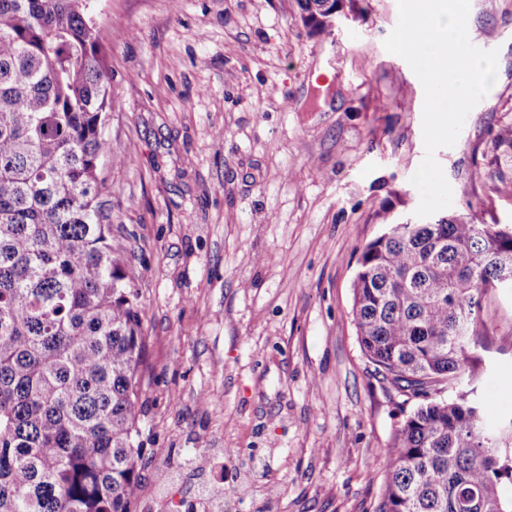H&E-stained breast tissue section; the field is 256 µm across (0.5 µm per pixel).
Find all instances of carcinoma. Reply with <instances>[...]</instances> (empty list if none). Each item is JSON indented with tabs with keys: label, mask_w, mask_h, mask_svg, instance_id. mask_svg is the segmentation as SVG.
<instances>
[{
	"label": "carcinoma",
	"mask_w": 512,
	"mask_h": 512,
	"mask_svg": "<svg viewBox=\"0 0 512 512\" xmlns=\"http://www.w3.org/2000/svg\"><path fill=\"white\" fill-rule=\"evenodd\" d=\"M331 28L329 0H297ZM90 0H0V512H132L146 337L112 247L113 107ZM512 198V121L492 137ZM512 276V225L389 224L352 283L361 349L412 392L377 512H512V418L479 402L481 303Z\"/></svg>",
	"instance_id": "obj_1"
}]
</instances>
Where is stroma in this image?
Listing matches in <instances>:
<instances>
[{
    "mask_svg": "<svg viewBox=\"0 0 512 512\" xmlns=\"http://www.w3.org/2000/svg\"><path fill=\"white\" fill-rule=\"evenodd\" d=\"M114 106L112 244L147 338L135 512H376L416 407L363 354L352 283L365 244L415 220L424 89L384 40L397 0H341L310 33L296 0H92ZM498 80L435 157L447 214L512 225L482 155L512 120V0H470ZM481 403L512 415V293L488 291ZM168 475L159 484L158 472Z\"/></svg>",
    "mask_w": 512,
    "mask_h": 512,
    "instance_id": "35a3bbf8",
    "label": "stroma"
}]
</instances>
